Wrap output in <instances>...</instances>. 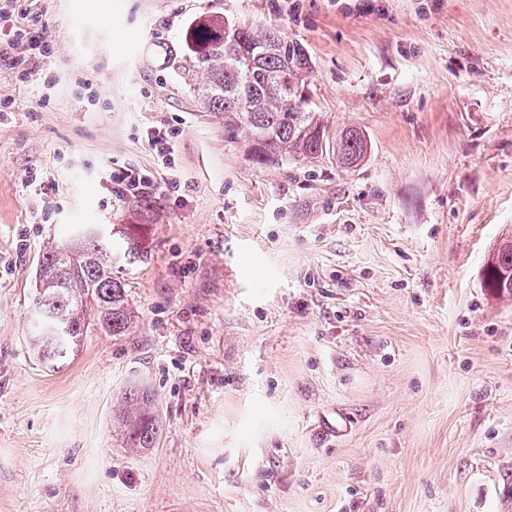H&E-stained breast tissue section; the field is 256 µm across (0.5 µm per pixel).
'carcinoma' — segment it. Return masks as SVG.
Returning a JSON list of instances; mask_svg holds the SVG:
<instances>
[{
  "label": "carcinoma",
  "mask_w": 512,
  "mask_h": 512,
  "mask_svg": "<svg viewBox=\"0 0 512 512\" xmlns=\"http://www.w3.org/2000/svg\"><path fill=\"white\" fill-rule=\"evenodd\" d=\"M202 111L224 122V133L244 135L245 148L258 165L336 157L354 168L367 156L363 131L348 126L334 135L305 94L311 58L298 42L272 27L257 29L224 18L205 19L187 41V54L171 59ZM137 224L102 231L84 224L42 254L36 274L29 337L34 357L46 367L64 363L83 337L130 336L137 326L126 284L113 272L147 258ZM512 275V234L503 235L483 272L484 287L512 299V287L499 286ZM122 447H155L161 432L154 392L130 383L112 413Z\"/></svg>",
  "instance_id": "obj_1"
}]
</instances>
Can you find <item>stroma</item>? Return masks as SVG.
I'll return each instance as SVG.
<instances>
[{
    "label": "stroma",
    "instance_id": "stroma-1",
    "mask_svg": "<svg viewBox=\"0 0 512 512\" xmlns=\"http://www.w3.org/2000/svg\"><path fill=\"white\" fill-rule=\"evenodd\" d=\"M0 61V512H512V0H10ZM223 17L302 43L306 91L370 152L260 166L171 67ZM170 143L162 167L150 143ZM147 177L139 195L113 170ZM139 224L134 335L27 347L46 246ZM156 394L155 447L112 404ZM13 36L15 39L8 42L6 47L0 43V61L2 58H6L13 69L21 71L24 78L32 79L35 73L32 61L48 57L51 51L49 42L43 33L38 36L31 35L25 26H16ZM19 44L22 46V50L17 57L10 55L8 49ZM112 184L117 186V190L121 194L135 195L144 191L150 182L132 169H122L117 173L112 172ZM512 275V234L508 231L493 249L483 272L484 288L498 298L512 299V287H499L502 275ZM156 400L154 392L135 382L121 392L112 422L122 448L139 451L155 447L162 430Z\"/></svg>",
    "mask_w": 512,
    "mask_h": 512
}]
</instances>
